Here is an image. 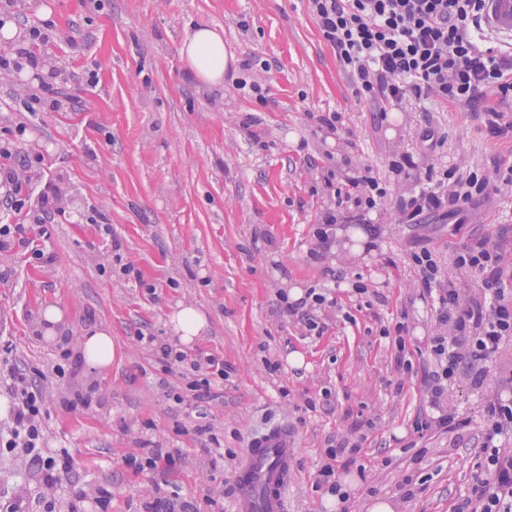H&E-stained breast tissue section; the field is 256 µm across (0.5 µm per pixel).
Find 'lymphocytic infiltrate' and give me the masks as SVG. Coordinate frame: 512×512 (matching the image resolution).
I'll list each match as a JSON object with an SVG mask.
<instances>
[{
	"label": "lymphocytic infiltrate",
	"mask_w": 512,
	"mask_h": 512,
	"mask_svg": "<svg viewBox=\"0 0 512 512\" xmlns=\"http://www.w3.org/2000/svg\"><path fill=\"white\" fill-rule=\"evenodd\" d=\"M315 23L336 52L340 67L354 81L355 92L375 102L378 111L399 108L407 98L430 99L449 107L481 112L489 136L512 137V48L476 39L487 10L486 0H309ZM17 151L0 146V208L12 223L0 225V251L30 248L43 256L26 234L30 224L47 236L59 209L57 185H48L37 209H29V180L20 177ZM399 173H415L411 195L398 204L400 221L419 224L429 215L447 217L489 190L512 185V165L493 172L465 174L436 167L420 168L412 154L393 161ZM347 197L358 222L370 212H381L387 189L370 170L349 177ZM423 294L436 304V323L447 334L429 340L434 370L426 378L432 416L417 421L416 431L451 432L461 421L445 402L448 385L462 373L483 384L486 365L512 340V267L504 263L499 246L478 242L457 251L454 264L475 274L478 295L464 294L458 283L442 275L434 254L426 248L410 255ZM184 387L200 405L195 412V432L204 436L211 428L204 403L217 399L214 385L224 377V364L215 356L183 360ZM12 400L8 426L0 431V447L21 457L42 488L54 491L71 469L68 454L52 457L42 452L47 414L43 387L15 365L0 370ZM480 446L482 474L456 512H512V400L494 397L487 403Z\"/></svg>",
	"instance_id": "f902f5d3"
}]
</instances>
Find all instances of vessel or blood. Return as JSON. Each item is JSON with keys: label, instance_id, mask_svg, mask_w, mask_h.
Listing matches in <instances>:
<instances>
[{"label": "vessel or blood", "instance_id": "obj_1", "mask_svg": "<svg viewBox=\"0 0 512 512\" xmlns=\"http://www.w3.org/2000/svg\"><path fill=\"white\" fill-rule=\"evenodd\" d=\"M484 25L512 37V0H487ZM294 454L287 428L273 426L254 436L235 471L230 512H286Z\"/></svg>", "mask_w": 512, "mask_h": 512}]
</instances>
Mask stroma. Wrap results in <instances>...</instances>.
<instances>
[{"label":"stroma","mask_w":512,"mask_h":512,"mask_svg":"<svg viewBox=\"0 0 512 512\" xmlns=\"http://www.w3.org/2000/svg\"><path fill=\"white\" fill-rule=\"evenodd\" d=\"M21 12L30 25L51 17L57 83L77 100L34 113L22 130L17 115L0 119V142L42 158L31 199L56 178L67 202L45 244L50 261L17 248L0 253L12 269L0 281V338L12 345L10 361L46 388V453L73 458L55 492L59 506L102 485L110 512H152L156 490L175 483L194 512H225L250 438L281 425L296 446L288 512H369L378 499L394 512H455L476 475L487 402L512 384V341L482 386L465 375L450 385L459 432H414L429 412L424 378L437 325L409 254L428 247L445 274L473 289L453 256L485 238L512 262V192L408 226L397 205L412 182L390 163L409 152L439 168L488 172L512 164V139L488 136L480 113L431 100L380 115L355 95L308 0H22ZM198 26L217 31L235 57L223 86L186 74L180 47ZM243 79L261 93L239 89ZM330 112L343 121L334 134L318 121ZM428 126L436 145L419 139ZM359 168L388 190L368 226L349 220L336 193ZM330 209L346 216L337 252L313 235ZM295 288L326 292L316 329L288 313ZM182 304L207 320L190 347L171 323ZM50 306L66 322L53 339L40 323ZM93 326L112 332L111 365L82 362L77 375L56 377L63 351L79 350ZM401 341L409 373L396 365ZM161 342L224 361L223 393L207 407L223 467L211 468L193 432L192 401L174 399L181 367L162 368ZM154 441L175 456L173 470L127 465ZM353 441L356 461L329 459L328 449ZM329 462L346 503L316 486ZM20 488L29 512H44L43 490L22 459L0 455V497Z\"/></svg>","instance_id":"1"}]
</instances>
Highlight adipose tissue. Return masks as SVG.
<instances>
[{"label": "adipose tissue", "mask_w": 512, "mask_h": 512, "mask_svg": "<svg viewBox=\"0 0 512 512\" xmlns=\"http://www.w3.org/2000/svg\"><path fill=\"white\" fill-rule=\"evenodd\" d=\"M180 55L198 83L210 86L223 82L227 56L224 41L214 30L197 28L183 42Z\"/></svg>", "instance_id": "adipose-tissue-1"}]
</instances>
